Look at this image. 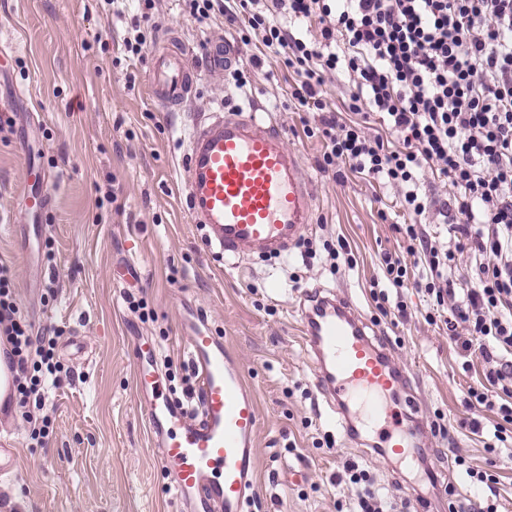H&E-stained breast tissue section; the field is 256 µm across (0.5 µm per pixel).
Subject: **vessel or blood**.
I'll use <instances>...</instances> for the list:
<instances>
[{"mask_svg":"<svg viewBox=\"0 0 512 512\" xmlns=\"http://www.w3.org/2000/svg\"><path fill=\"white\" fill-rule=\"evenodd\" d=\"M241 60L237 45L214 40L205 68H198L169 32L152 51L146 83L163 109L176 110L191 101L203 75L234 71ZM177 187L205 245L231 264L288 256L314 222V185L278 121L259 106L196 119ZM307 300L302 334L315 387L336 413L337 429L350 440L376 430L385 458L421 456L428 444L421 404L389 344L348 301L317 290ZM181 329L199 380V413L163 392L158 348L140 345L136 389L158 463L181 512H247L261 425L255 392L222 337L194 318ZM15 389V366L0 358V402L10 403Z\"/></svg>","mask_w":512,"mask_h":512,"instance_id":"1","label":"vessel or blood"}]
</instances>
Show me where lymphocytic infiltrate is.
<instances>
[{"instance_id": "f902f5d3", "label": "lymphocytic infiltrate", "mask_w": 512, "mask_h": 512, "mask_svg": "<svg viewBox=\"0 0 512 512\" xmlns=\"http://www.w3.org/2000/svg\"><path fill=\"white\" fill-rule=\"evenodd\" d=\"M205 24L214 14L246 23L298 80L291 96L317 113L305 126L322 141V171L337 163L400 188L407 220L401 229L419 268L383 253L381 266L396 289H424L429 321L467 324L463 347L488 365L485 380L468 389L474 417L464 425L480 434L478 411H497L498 444L512 437V0H184ZM314 22L310 39L290 21ZM347 71L352 81L346 113L331 110L323 86ZM378 114L379 132H366L364 116ZM434 169L453 188L441 214L453 245L426 231L436 206L422 194L420 173ZM470 251L476 285L455 291V255ZM0 339L17 367V391L41 402L46 376L55 375L52 339L33 335L17 317L12 274L0 264ZM39 354L41 370L28 371Z\"/></svg>"}]
</instances>
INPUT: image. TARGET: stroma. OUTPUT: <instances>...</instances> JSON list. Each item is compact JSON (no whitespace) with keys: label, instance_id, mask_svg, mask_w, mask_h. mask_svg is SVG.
Returning a JSON list of instances; mask_svg holds the SVG:
<instances>
[{"label":"stroma","instance_id":"stroma-1","mask_svg":"<svg viewBox=\"0 0 512 512\" xmlns=\"http://www.w3.org/2000/svg\"><path fill=\"white\" fill-rule=\"evenodd\" d=\"M173 28L201 60L207 41L237 42L241 77L197 85L193 107L216 110L256 100L281 121L317 189L315 223L290 256L225 264L190 224L175 182L191 119L149 100L151 57L128 53L134 28ZM0 261L14 271L20 319L55 341L56 378L43 389L47 436L32 434L20 408L7 428L15 475L0 476V512H177L169 480L150 446L133 382V342L160 346L168 393L196 404L197 383L184 354L181 321L202 311L245 365L261 416L257 477L248 512H339L348 504L352 461L393 512L409 495L429 512H474L486 498L454 454L487 468L496 412L484 411V434L462 428L467 391L486 365L465 355L444 324L425 315L423 290L406 288V316L383 315L371 296L383 281L381 253L405 255L395 226L404 220L396 188L368 177L319 170L321 142L303 128L312 113L291 97L293 72L257 38L244 41L223 17L200 25L180 0H0ZM261 57L262 69L250 65ZM45 193L47 210L23 223L22 191ZM345 239L356 262L332 271L327 247ZM350 299L385 337L417 382L432 428L424 464L407 466L346 440L327 422L300 334L306 291ZM443 473V488L417 481L423 465Z\"/></svg>","mask_w":512,"mask_h":512}]
</instances>
